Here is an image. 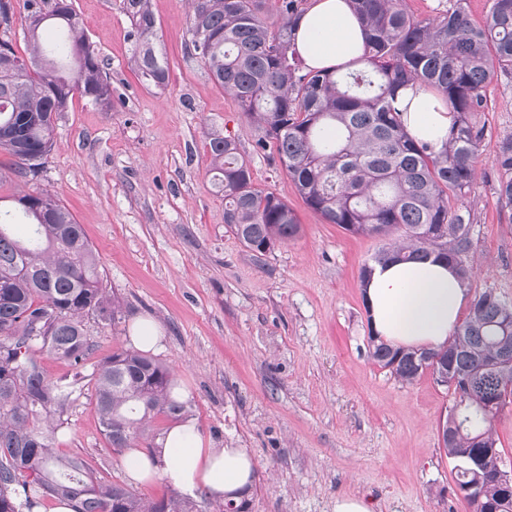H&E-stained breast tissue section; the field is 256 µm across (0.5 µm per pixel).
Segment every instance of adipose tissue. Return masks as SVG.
<instances>
[{"label": "adipose tissue", "mask_w": 512, "mask_h": 512, "mask_svg": "<svg viewBox=\"0 0 512 512\" xmlns=\"http://www.w3.org/2000/svg\"><path fill=\"white\" fill-rule=\"evenodd\" d=\"M293 28L296 49L313 70L344 66L363 50L362 28L349 0H311ZM398 107L408 135L440 152L454 121L443 98L416 84L400 89ZM364 295L375 334L404 348L444 345L468 300L455 270L434 256L375 265ZM124 469L135 485L162 476L185 495L237 501L251 487L255 463L247 449L211 446L196 422L185 418L168 429L156 452L130 449Z\"/></svg>", "instance_id": "adipose-tissue-1"}]
</instances>
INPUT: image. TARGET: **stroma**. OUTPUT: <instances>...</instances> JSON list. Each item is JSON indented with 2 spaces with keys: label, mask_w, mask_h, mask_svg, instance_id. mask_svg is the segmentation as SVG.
I'll return each instance as SVG.
<instances>
[{
  "label": "stroma",
  "mask_w": 512,
  "mask_h": 512,
  "mask_svg": "<svg viewBox=\"0 0 512 512\" xmlns=\"http://www.w3.org/2000/svg\"><path fill=\"white\" fill-rule=\"evenodd\" d=\"M73 5L112 106L74 99L36 179L12 174L11 157L0 154V208L36 188L57 195L98 254L102 288L121 305L116 323L85 317L90 351L81 367L41 356L48 381L76 384L60 452L124 480V455L101 432L90 375L146 317L163 338L155 356L172 369L204 439L253 457L251 512H334L341 497L369 500L376 512H469L453 494L454 462L438 432L453 394L428 373L401 384L368 354L360 270L392 237L351 235L304 204L276 154L258 147L256 123L186 53L185 0H151L169 65L164 87L138 80L118 0ZM486 96L478 175L463 201L474 217L467 290L512 303V213L497 203L493 164L499 140L512 135V83L495 81ZM210 128L235 138L255 185L293 209L299 236L258 257L228 231Z\"/></svg>",
  "instance_id": "1"
}]
</instances>
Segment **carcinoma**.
<instances>
[{"instance_id":"obj_1","label":"carcinoma","mask_w":512,"mask_h":512,"mask_svg":"<svg viewBox=\"0 0 512 512\" xmlns=\"http://www.w3.org/2000/svg\"><path fill=\"white\" fill-rule=\"evenodd\" d=\"M265 2L190 0L186 50L263 131L259 146H272L309 209L352 235L400 231L376 263L434 253L469 283L464 254L473 214L451 200L464 199L476 177L484 137L476 115L487 86L512 79V0H492L481 23L471 19L466 0H448L428 19L408 12L402 0H350L365 46L338 74L308 69L296 51V0H280L283 23L276 29L262 18ZM119 7L131 23L138 79L164 85L169 69L156 48L151 0H120ZM18 9L29 56L0 39V153L14 159L15 173L35 177L55 145L51 116L68 111L77 95L109 109L112 86L72 0H22L17 7L0 0L3 33ZM48 24L59 37L46 46L41 34ZM409 82L441 92L455 114L438 154L410 139L399 120L398 91ZM208 145L214 182L224 193V224L235 238L264 255L297 237L295 214L254 185L235 139L213 129ZM494 165L499 206L512 212V136L500 141ZM16 203L32 232L15 238L13 216L0 211V512H31L42 498L70 499L76 512H197L185 497H143L58 452L56 433L73 384L49 382L40 355L79 366L89 350L85 316L114 320L121 307L100 287L96 252L57 196L27 192ZM507 310L512 305L491 291L475 295L466 319L438 349L392 348L370 337L372 360L402 384L426 372L457 379L441 444L455 461L456 497L471 512H512V487L478 466L502 455L490 403L512 404V372L493 365L498 349L512 346ZM91 381L102 434L113 448L139 440L150 446L155 417L187 412L168 366L135 350L112 351Z\"/></svg>"}]
</instances>
